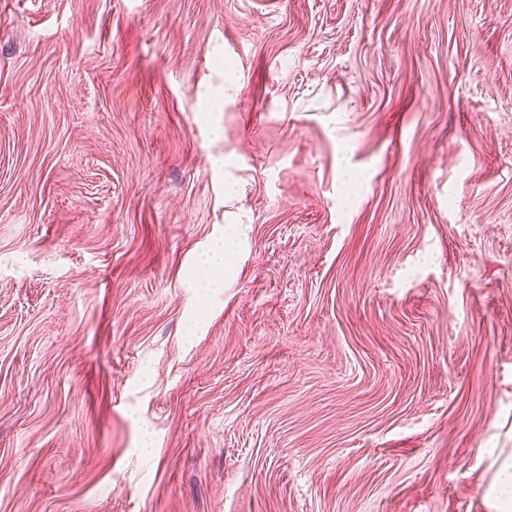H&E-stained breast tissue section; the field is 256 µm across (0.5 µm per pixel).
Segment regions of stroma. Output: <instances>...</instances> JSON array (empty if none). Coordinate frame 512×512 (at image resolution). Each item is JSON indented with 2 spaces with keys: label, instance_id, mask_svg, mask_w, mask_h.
I'll return each mask as SVG.
<instances>
[{
  "label": "stroma",
  "instance_id": "obj_1",
  "mask_svg": "<svg viewBox=\"0 0 512 512\" xmlns=\"http://www.w3.org/2000/svg\"><path fill=\"white\" fill-rule=\"evenodd\" d=\"M493 448L512 0H0V512H496ZM234 245V238L231 235H224V238H216L211 241L205 254L204 265L209 273V281L218 284L224 280L226 272V257L230 254Z\"/></svg>",
  "mask_w": 512,
  "mask_h": 512
}]
</instances>
